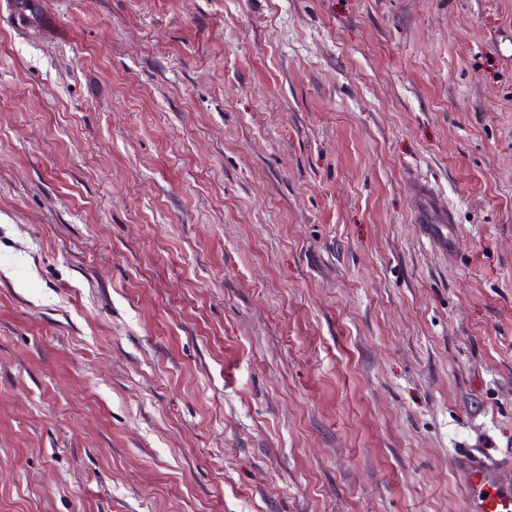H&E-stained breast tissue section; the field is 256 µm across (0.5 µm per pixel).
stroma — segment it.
<instances>
[{
  "label": "stroma",
  "mask_w": 512,
  "mask_h": 512,
  "mask_svg": "<svg viewBox=\"0 0 512 512\" xmlns=\"http://www.w3.org/2000/svg\"><path fill=\"white\" fill-rule=\"evenodd\" d=\"M44 7L0 0V512H467L457 455L512 456V0ZM407 188L418 201L413 214L414 223L426 224L429 227H443L445 224H452L446 205L431 188L415 181H410Z\"/></svg>",
  "instance_id": "1"
}]
</instances>
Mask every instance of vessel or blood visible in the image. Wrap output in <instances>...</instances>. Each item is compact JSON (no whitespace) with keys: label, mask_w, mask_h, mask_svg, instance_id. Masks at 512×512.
Segmentation results:
<instances>
[{"label":"vessel or blood","mask_w":512,"mask_h":512,"mask_svg":"<svg viewBox=\"0 0 512 512\" xmlns=\"http://www.w3.org/2000/svg\"><path fill=\"white\" fill-rule=\"evenodd\" d=\"M409 192L418 205L413 220L418 224L441 227L450 218L443 200L431 188L419 182H409ZM512 460L483 453H463L455 460V472L466 494L469 512H512V487L501 479Z\"/></svg>","instance_id":"vessel-or-blood-1"}]
</instances>
